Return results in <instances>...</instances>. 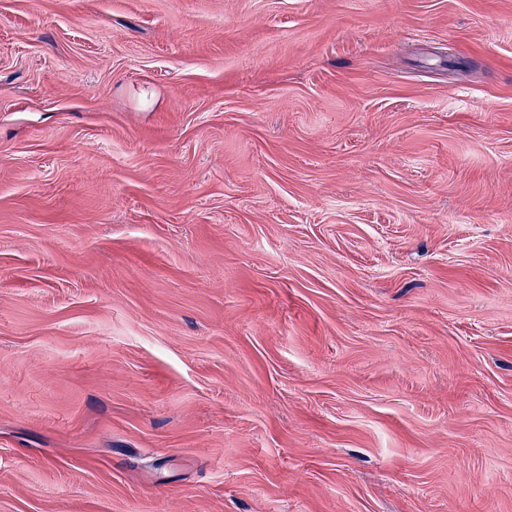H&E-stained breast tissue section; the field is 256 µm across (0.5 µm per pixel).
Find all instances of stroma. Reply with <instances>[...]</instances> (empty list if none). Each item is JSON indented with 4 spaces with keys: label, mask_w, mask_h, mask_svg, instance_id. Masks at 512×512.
Returning a JSON list of instances; mask_svg holds the SVG:
<instances>
[{
    "label": "stroma",
    "mask_w": 512,
    "mask_h": 512,
    "mask_svg": "<svg viewBox=\"0 0 512 512\" xmlns=\"http://www.w3.org/2000/svg\"><path fill=\"white\" fill-rule=\"evenodd\" d=\"M0 512H512V0H0Z\"/></svg>",
    "instance_id": "1"
}]
</instances>
